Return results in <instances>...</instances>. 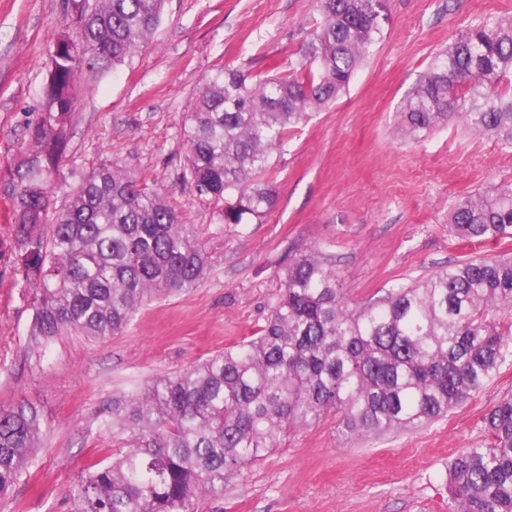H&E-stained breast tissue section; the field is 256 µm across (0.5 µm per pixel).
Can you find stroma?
<instances>
[{"instance_id": "1", "label": "stroma", "mask_w": 512, "mask_h": 512, "mask_svg": "<svg viewBox=\"0 0 512 512\" xmlns=\"http://www.w3.org/2000/svg\"><path fill=\"white\" fill-rule=\"evenodd\" d=\"M65 0H0V405L37 404L44 438L32 476L0 512H70L80 471L121 436L102 424L113 399L223 351L265 326L280 272L318 247L351 302L377 299L471 256L512 249V238L465 242L448 228L464 196L512 183V145L454 120L410 141L398 114L435 55L512 0H389L388 20L336 103L288 133L265 178L277 203L261 219L225 223L223 202L184 178L181 127L205 76L230 68L266 77L299 58L319 19L315 0H166L160 24L117 71L82 75L66 157L86 173L105 158L134 170L207 256L197 288L147 302L121 335L60 336L37 346L33 310L11 254L12 186L24 127L39 116L52 36L70 21ZM512 393V360L448 417L407 432L343 440L339 420L290 432L195 512H448V463L483 442L482 417Z\"/></svg>"}]
</instances>
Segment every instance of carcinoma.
Listing matches in <instances>:
<instances>
[{
  "label": "carcinoma",
  "instance_id": "carcinoma-1",
  "mask_svg": "<svg viewBox=\"0 0 512 512\" xmlns=\"http://www.w3.org/2000/svg\"><path fill=\"white\" fill-rule=\"evenodd\" d=\"M388 0H316L320 22L288 70L254 79L222 69L203 79L186 113L185 175L224 200V223L260 218L276 202L264 180L272 152L310 113L335 103L388 20ZM165 0H65L75 34L53 36L28 152L7 169L12 253L31 294L32 336L103 341L122 334L149 300L196 287L207 264L190 224L142 188L136 172L104 162L50 212L66 126L82 70L116 69L158 26ZM460 118L512 144V21L488 19L432 61L403 105L399 129L419 140ZM448 224L463 241L512 237V186L458 201ZM265 326L135 394L104 419L126 448L76 479L71 512H194L224 496L242 469L294 429L334 414L347 439L433 422L465 404L512 357V252L473 256L353 305L330 256L313 248L281 274ZM486 440L448 463V512H512V395L484 416ZM43 437L33 403L0 405V497L29 468Z\"/></svg>",
  "mask_w": 512,
  "mask_h": 512
}]
</instances>
